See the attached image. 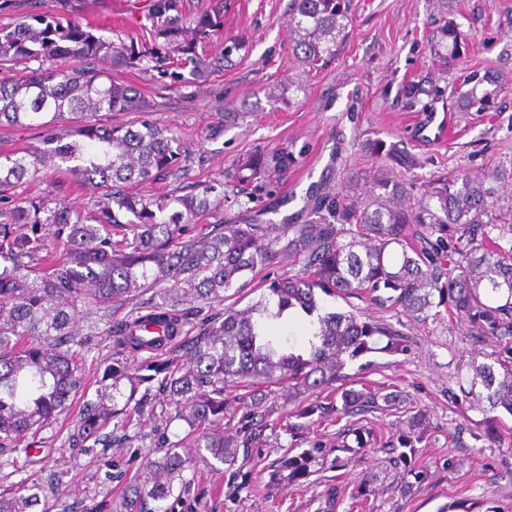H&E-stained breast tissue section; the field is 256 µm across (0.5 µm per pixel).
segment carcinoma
Wrapping results in <instances>:
<instances>
[{
    "label": "carcinoma",
    "instance_id": "1",
    "mask_svg": "<svg viewBox=\"0 0 512 512\" xmlns=\"http://www.w3.org/2000/svg\"><path fill=\"white\" fill-rule=\"evenodd\" d=\"M180 0H152L151 19L163 47L141 51L135 43L116 44L93 34L82 22L49 11L27 13L0 25V70L23 66L10 83L0 82V126H27L42 118L50 126L70 114L78 124L46 140V147L22 155L0 154V194L22 180L35 178L53 165L81 181L93 182L100 194L81 212L66 203L53 207L27 200L0 209V449L20 454L37 435L53 425L68 402L84 392V378L63 345L76 336L80 313L116 311L146 292L159 294L146 319L131 318L112 330L119 352L150 351L138 364L107 357L99 388L86 401L71 435L72 444L100 442L99 431L110 421L129 419L135 411L157 425L184 421L187 434L177 440L161 436L164 454L146 459L143 468L151 487L134 491L129 512H169L163 502L174 482L186 485L189 458L186 441L225 463L236 448H254L262 440L269 417L277 410L272 386L288 383V398L309 391L331 390L328 401L302 402L292 417L337 421L398 401L397 395L374 390H343L348 364L379 349L389 355L407 350L404 334L352 311H327L320 296L365 297L381 305L399 306L425 322L446 311L478 334L499 341L494 363L472 361L464 396L486 405L484 437L499 438L501 410L512 416V209L503 213L501 191H512V164H497L479 178L457 170L436 175L422 187L420 198L405 203L403 180L375 172L369 176L371 200L349 202L333 192L316 194L300 223L225 224L223 229L189 235L190 223L221 204L211 200L215 187L172 194L161 201L129 191L172 175L180 164V143L151 124L112 127L97 120L101 112L139 109L141 93L117 83L84 63L99 57L114 66L134 67L143 61L165 73L171 54H181L180 67L192 75L205 63L180 41L172 13ZM288 27L301 61L320 69L336 60L349 37L352 0H291ZM202 38L221 30V21L203 14L194 21ZM441 35L454 55L463 43L459 25L446 21ZM67 59L72 70L31 68L44 59ZM503 86L491 70H474L452 83L451 96L468 111L490 112ZM405 105L419 102L414 81L400 90ZM397 168L406 172L416 158L397 152L384 141L374 143ZM298 159L286 149L259 151L253 157L248 184L268 172L282 175ZM487 228L475 238L477 226ZM292 232L280 245L283 228ZM53 229V244L46 230ZM436 236L435 241L429 237ZM288 252L307 267L303 276L271 271ZM261 271L262 293L247 306L221 309L199 326L177 362L160 358L164 348L182 336L187 302H224V293L240 292L247 274ZM290 312L316 316L308 346L296 350L275 332V323ZM237 380L249 391L241 397V415L226 436L216 429L224 421V382ZM405 429L389 442L398 459L412 465L417 445L429 432L422 412L405 410ZM326 449L315 444L284 460L296 478ZM27 487L0 495V512H50ZM157 502L137 508L141 497Z\"/></svg>",
    "mask_w": 512,
    "mask_h": 512
}]
</instances>
